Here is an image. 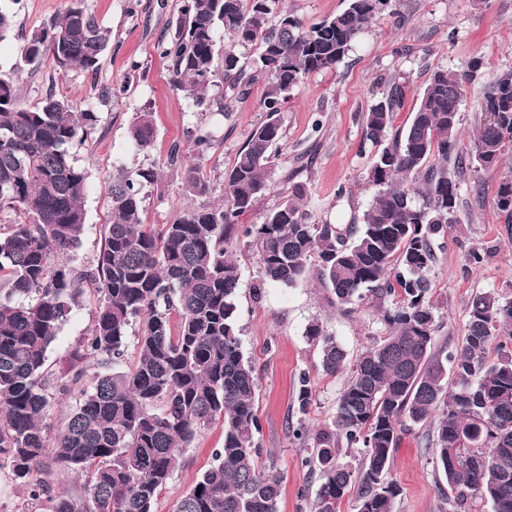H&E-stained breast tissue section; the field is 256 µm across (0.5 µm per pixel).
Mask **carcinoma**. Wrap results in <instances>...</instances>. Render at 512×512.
I'll return each instance as SVG.
<instances>
[{
    "instance_id": "cac0c4a2",
    "label": "carcinoma",
    "mask_w": 512,
    "mask_h": 512,
    "mask_svg": "<svg viewBox=\"0 0 512 512\" xmlns=\"http://www.w3.org/2000/svg\"><path fill=\"white\" fill-rule=\"evenodd\" d=\"M181 2L174 35L157 44L173 83L195 106L208 108L218 40L253 45L257 56L249 61L224 49V98L243 96L265 79L266 120L237 152L224 203L188 206L170 224L143 219V189L157 181L155 170L114 173L111 221L88 268L76 265L88 174L70 148L95 133L96 113L53 91L24 107L16 74L0 73V209L24 216L0 224V467L8 466L27 491L25 512H155L184 449L219 421L224 446L175 512H276L280 481L256 447L258 381L235 318L240 271L224 257V240L239 235L257 249L262 282L292 287L315 259L336 307L369 295L384 308L387 336L365 347L350 369L334 337L315 322L306 329L320 344L325 373L349 370L333 425L312 437L303 425L293 432L312 440L305 464L321 477L311 512H339L351 495L357 512H395L400 489L388 475L400 426L425 423L440 408L433 455L456 508L466 512L468 497L478 495L493 512H512V349L499 340L512 335V296L476 293L461 343L439 350L428 277L435 240L458 222L459 179L469 170L499 168L512 146V72L485 85L481 111L492 119L477 130L467 154L458 150L459 105L481 61L460 71L432 70L400 125L407 81L389 80L362 117L363 141L377 147L366 171L377 194L360 224L343 230L312 223L295 192L262 223L240 225L238 218L270 187L289 92L343 60L392 0H348L343 11L308 26L280 0ZM111 42V30L87 0H69L49 25L26 36L23 53L36 67L51 62L93 74ZM129 137L138 151L153 146L148 114H135ZM495 205L512 223L511 174L501 179ZM85 285L99 295L91 335L53 370L48 351ZM136 320L135 364L88 373L91 361L124 362ZM70 398L52 437L51 400ZM343 443L363 448L357 468L339 461ZM49 458L61 473L84 477L87 500L80 504L41 480ZM495 458L497 467H483Z\"/></svg>"
}]
</instances>
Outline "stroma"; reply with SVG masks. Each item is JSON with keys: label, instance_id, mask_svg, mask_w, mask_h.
Masks as SVG:
<instances>
[{"label": "stroma", "instance_id": "stroma-1", "mask_svg": "<svg viewBox=\"0 0 512 512\" xmlns=\"http://www.w3.org/2000/svg\"><path fill=\"white\" fill-rule=\"evenodd\" d=\"M67 4L68 0H0L16 20L14 33L0 43V71L18 73L26 106L37 105L52 91L79 108H94L98 116L95 134L72 149L76 165L89 174L86 227L77 261L87 267L101 246V226L111 214L108 188L118 169L144 167L158 172L157 182L145 189L144 217L150 224L172 223L190 205L222 201L236 153L265 118L261 102L267 86L255 83L225 114L217 108L224 99L223 84L212 88L215 104L206 110L196 108L185 91L176 89L169 64L156 46L174 33L180 0H90L98 20L112 30V47L97 73L49 63L30 68L21 55L25 36L50 23ZM475 58L482 62L481 74L465 86L459 110L458 147L465 153L482 119L483 84L512 71V0H399L386 9L359 34L341 62L308 76L291 91L280 112L282 137L274 147L272 187L242 216V223H261L297 185L305 189L301 204L313 222L360 223L377 193L365 177L374 148L362 142V115L381 97L385 78L406 79V103L411 106L430 69L461 70ZM137 112L150 113L155 127L154 145L145 154L136 151L128 138L129 123ZM196 129L209 132L212 144L203 154L187 150L185 163L195 168L208 190L190 197L184 192L183 171L169 166L167 151L173 142H187ZM501 178L498 170L468 173L458 185L459 222L434 245L429 276L437 308L435 341L448 350L465 334L474 293H512V224L505 223L495 206ZM341 186L346 189L342 196L337 193ZM224 249L241 272L236 316L243 353L258 376L255 442L263 464L273 466L281 481L277 512H310L320 475L317 469L302 466L311 449L292 436L291 427L299 422L311 430L331 425L345 378L323 372L320 347L308 340L305 329L311 321H319L324 333L335 337L353 359L384 336L381 310L371 299L350 311L338 310L328 302L314 269L292 288L262 284L255 246L236 237ZM475 249L484 255L477 265L469 261ZM97 307L96 294L85 290L49 350V364L58 363L72 345L89 336ZM303 375L312 390L304 410L297 400ZM433 428L426 422L407 426L399 434L389 474L401 488L396 512H454L442 492L445 481L429 446ZM223 445L222 425L197 436L184 450L156 512H174L179 498L212 465L214 450Z\"/></svg>", "mask_w": 512, "mask_h": 512}]
</instances>
